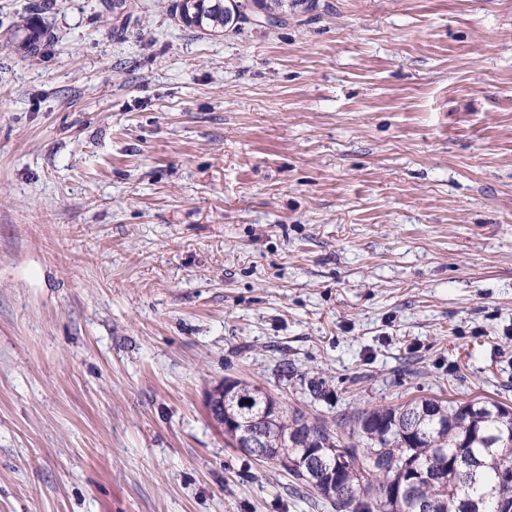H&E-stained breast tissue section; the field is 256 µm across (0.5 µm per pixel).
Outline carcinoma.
<instances>
[{"mask_svg":"<svg viewBox=\"0 0 512 512\" xmlns=\"http://www.w3.org/2000/svg\"><path fill=\"white\" fill-rule=\"evenodd\" d=\"M313 0H176L172 15L204 35L236 31L253 10L286 14ZM241 395V408L264 411L263 427L277 467L336 512H462V501L480 502L482 512H512V407L495 399L455 405L422 398L399 407H377L337 419L312 421L288 447L294 426L307 420L261 387L226 378ZM321 444L336 482L312 484L302 469L309 447Z\"/></svg>","mask_w":512,"mask_h":512,"instance_id":"cac0c4a2","label":"carcinoma"}]
</instances>
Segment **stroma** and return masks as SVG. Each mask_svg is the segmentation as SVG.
Instances as JSON below:
<instances>
[{
    "label": "stroma",
    "mask_w": 512,
    "mask_h": 512,
    "mask_svg": "<svg viewBox=\"0 0 512 512\" xmlns=\"http://www.w3.org/2000/svg\"><path fill=\"white\" fill-rule=\"evenodd\" d=\"M127 2L0 0V512H331L211 421L227 377L512 404V0ZM313 3V0H178L172 6V16L204 35H220L216 33H224V29L236 32L242 22L251 20L254 13L251 8L284 14L274 25L281 27L288 24V13L296 12L303 5L304 11H308Z\"/></svg>",
    "instance_id": "1"
}]
</instances>
